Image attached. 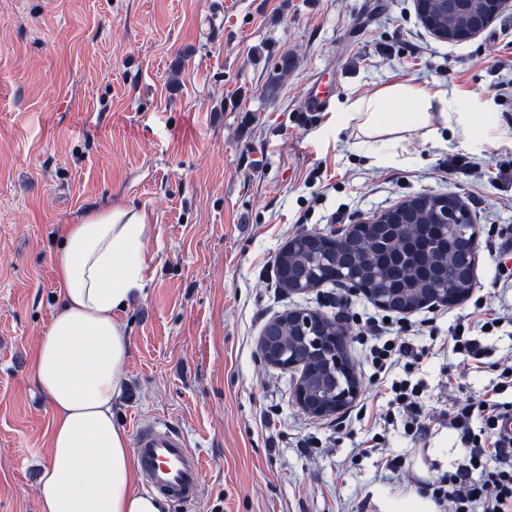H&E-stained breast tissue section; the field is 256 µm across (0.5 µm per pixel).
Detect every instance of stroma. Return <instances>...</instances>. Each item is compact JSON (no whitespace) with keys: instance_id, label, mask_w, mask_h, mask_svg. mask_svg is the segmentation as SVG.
<instances>
[{"instance_id":"1","label":"stroma","mask_w":512,"mask_h":512,"mask_svg":"<svg viewBox=\"0 0 512 512\" xmlns=\"http://www.w3.org/2000/svg\"><path fill=\"white\" fill-rule=\"evenodd\" d=\"M222 24L211 37V22ZM448 92L444 127L401 135L381 163L348 115L393 83ZM512 9L462 43L434 37L413 0H0V512H40L50 407L30 378L57 305L64 225L95 207L152 226L145 297L118 418L163 421L203 460V489L169 512H378L374 492L436 481L465 458L457 431L415 442L372 379L360 333L385 312L342 284L281 288L275 257L304 231L366 220L421 193H455L477 231L469 298L411 313L426 415L478 401L512 353ZM330 111H306L310 84ZM463 167L451 170V158ZM294 308L342 317L358 398L317 419L295 406V373L268 364L265 325ZM495 325L488 331L486 320ZM479 337L483 355L452 335ZM378 438L410 467L393 476L355 446Z\"/></svg>"}]
</instances>
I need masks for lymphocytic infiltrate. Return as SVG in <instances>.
Segmentation results:
<instances>
[{
	"label": "lymphocytic infiltrate",
	"instance_id": "lymphocytic-infiltrate-1",
	"mask_svg": "<svg viewBox=\"0 0 512 512\" xmlns=\"http://www.w3.org/2000/svg\"><path fill=\"white\" fill-rule=\"evenodd\" d=\"M366 333L375 339L370 349L374 375L380 387L392 392L406 433L426 439L432 421L421 411V384L391 378L399 361L413 356V348L405 339L392 338L390 327L379 322H371ZM511 415L506 404L488 398L449 414L447 421L459 433L466 461L455 473L437 479L432 490L436 500L452 503L453 512H512V437L499 431L500 421Z\"/></svg>",
	"mask_w": 512,
	"mask_h": 512
}]
</instances>
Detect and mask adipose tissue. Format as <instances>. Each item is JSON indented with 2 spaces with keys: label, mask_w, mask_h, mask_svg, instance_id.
<instances>
[{
  "label": "adipose tissue",
  "mask_w": 512,
  "mask_h": 512,
  "mask_svg": "<svg viewBox=\"0 0 512 512\" xmlns=\"http://www.w3.org/2000/svg\"><path fill=\"white\" fill-rule=\"evenodd\" d=\"M445 90L394 84L351 103L363 137L393 148L399 132L447 122ZM150 232L130 208H94L66 225L56 261L58 308L30 369L52 411L41 512H168L142 490L137 458L115 419L129 340L121 317L143 299Z\"/></svg>",
  "instance_id": "1"
}]
</instances>
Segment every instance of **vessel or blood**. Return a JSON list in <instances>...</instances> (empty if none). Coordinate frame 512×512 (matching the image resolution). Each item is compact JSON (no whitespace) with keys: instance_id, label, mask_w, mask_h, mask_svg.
I'll return each mask as SVG.
<instances>
[{"instance_id":"obj_1","label":"vessel or blood","mask_w":512,"mask_h":512,"mask_svg":"<svg viewBox=\"0 0 512 512\" xmlns=\"http://www.w3.org/2000/svg\"><path fill=\"white\" fill-rule=\"evenodd\" d=\"M135 453L151 491L177 501H190L199 495L203 481L200 459L168 424L156 422L138 428Z\"/></svg>"}]
</instances>
